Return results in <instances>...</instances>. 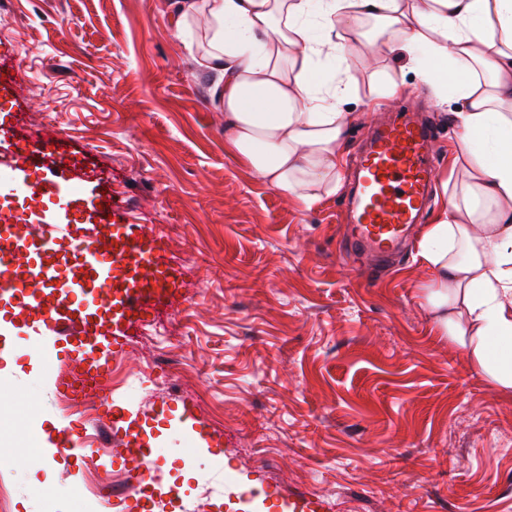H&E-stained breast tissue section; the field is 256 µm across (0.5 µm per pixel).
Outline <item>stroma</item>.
Listing matches in <instances>:
<instances>
[{"mask_svg": "<svg viewBox=\"0 0 512 512\" xmlns=\"http://www.w3.org/2000/svg\"><path fill=\"white\" fill-rule=\"evenodd\" d=\"M169 2L0 0V69L15 78L0 105L19 113L18 137L54 128L93 173L94 221L126 207L183 268L181 295L156 315L171 322L172 344L131 345L120 366L136 379L112 393L171 460L176 505L206 484L203 512H282L290 492L319 494L332 512H512V393L438 335L419 304L416 255L376 281L351 271L340 251L349 185L307 211L227 152L224 112L201 84L208 20L179 28ZM385 43L369 32L341 62L347 107L364 112L345 157L376 118L366 104L396 82L387 111L407 105L434 130L432 224L464 178L446 126L461 104L439 103ZM32 332L22 315L0 326L13 339L0 371V512H102L94 492L71 489L106 460L123 481L117 441L52 459L29 446L55 421H84L79 409L63 414L47 383L68 349ZM160 358L169 392L141 402ZM228 475L238 495H222Z\"/></svg>", "mask_w": 512, "mask_h": 512, "instance_id": "obj_1", "label": "stroma"}]
</instances>
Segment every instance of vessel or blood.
<instances>
[{
	"instance_id": "obj_1",
	"label": "vessel or blood",
	"mask_w": 512,
	"mask_h": 512,
	"mask_svg": "<svg viewBox=\"0 0 512 512\" xmlns=\"http://www.w3.org/2000/svg\"><path fill=\"white\" fill-rule=\"evenodd\" d=\"M433 130L409 115L378 126L355 165L356 188L347 229L351 248L382 264L399 255L413 224L419 223L433 191L436 158ZM33 153L54 158L53 166L36 180L21 184L22 192H39L71 214L65 224L25 226L19 233L0 235V300L37 315L38 326L54 332L72 353L76 372L56 381L57 393H84L105 382L112 359L129 348L127 330L144 324L161 305L169 304L171 288L181 276L168 258L167 240L149 224H130L116 209L109 224L91 220L92 203L71 194L76 158L58 153V140L46 136ZM66 245L68 263L52 261L49 253ZM103 422L132 462L125 486L104 483L99 496L119 505L139 495L143 486L157 489V512L167 491L156 451L131 435L132 424L122 413H105ZM288 512H325L326 503L312 493H293Z\"/></svg>"
}]
</instances>
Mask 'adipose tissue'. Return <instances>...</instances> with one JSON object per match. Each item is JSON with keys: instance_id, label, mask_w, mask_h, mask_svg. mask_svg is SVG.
<instances>
[{"instance_id": "1", "label": "adipose tissue", "mask_w": 512, "mask_h": 512, "mask_svg": "<svg viewBox=\"0 0 512 512\" xmlns=\"http://www.w3.org/2000/svg\"><path fill=\"white\" fill-rule=\"evenodd\" d=\"M181 25L209 20L202 60L218 71L224 146L304 209L341 187L358 115L337 67L363 21L394 33L440 102L465 103L456 158L465 179L417 248L420 301L493 387L512 391V0H173Z\"/></svg>"}]
</instances>
